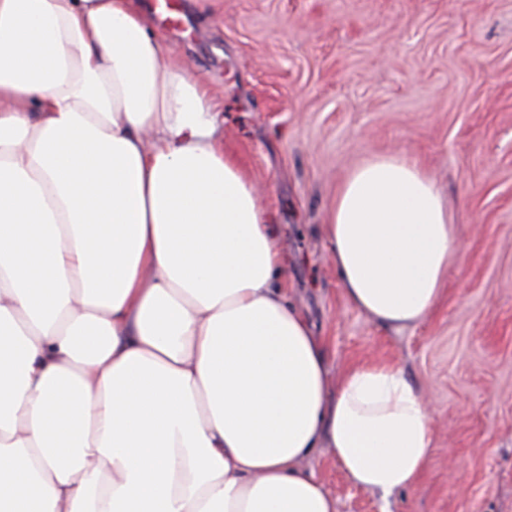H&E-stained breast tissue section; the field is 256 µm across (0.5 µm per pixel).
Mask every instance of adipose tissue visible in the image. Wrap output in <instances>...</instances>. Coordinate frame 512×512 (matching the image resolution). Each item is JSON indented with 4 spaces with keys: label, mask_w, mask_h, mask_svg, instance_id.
Instances as JSON below:
<instances>
[{
    "label": "adipose tissue",
    "mask_w": 512,
    "mask_h": 512,
    "mask_svg": "<svg viewBox=\"0 0 512 512\" xmlns=\"http://www.w3.org/2000/svg\"><path fill=\"white\" fill-rule=\"evenodd\" d=\"M215 110L136 0H0V512H337L319 449L365 489L418 484L426 393L387 363L331 375ZM324 235L395 329L460 256L398 153L347 174Z\"/></svg>",
    "instance_id": "adipose-tissue-1"
}]
</instances>
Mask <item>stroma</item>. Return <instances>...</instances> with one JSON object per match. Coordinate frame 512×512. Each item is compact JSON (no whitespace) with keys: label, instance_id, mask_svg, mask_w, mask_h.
Listing matches in <instances>:
<instances>
[{"label":"stroma","instance_id":"stroma-1","mask_svg":"<svg viewBox=\"0 0 512 512\" xmlns=\"http://www.w3.org/2000/svg\"><path fill=\"white\" fill-rule=\"evenodd\" d=\"M175 3L184 32L150 26L211 89L331 372L393 361L431 400L415 488L362 489L323 452L310 470L338 512H512V0ZM396 151L436 180L463 252L400 332L349 302L323 229L348 172Z\"/></svg>","mask_w":512,"mask_h":512}]
</instances>
